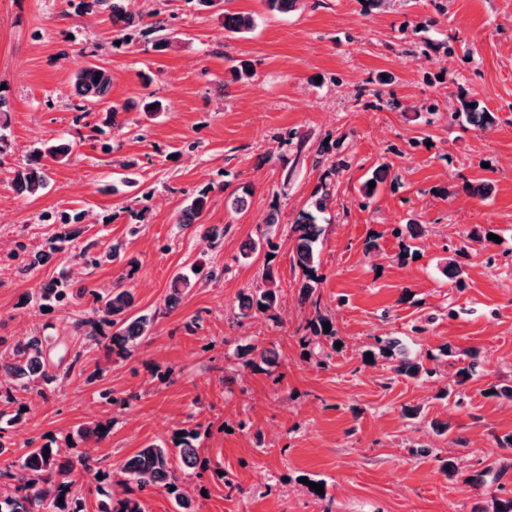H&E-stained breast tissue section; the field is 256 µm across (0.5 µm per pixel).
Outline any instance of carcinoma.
Here are the masks:
<instances>
[{
	"mask_svg": "<svg viewBox=\"0 0 512 512\" xmlns=\"http://www.w3.org/2000/svg\"><path fill=\"white\" fill-rule=\"evenodd\" d=\"M110 12L112 26L117 36L124 37L126 31L132 28L147 27L154 38L153 45L165 50L170 47L171 40L163 32V26L146 24L143 15L132 13L127 8L128 0H94ZM268 11L272 13H288L305 6V0H263ZM256 19L249 14L224 13V30L231 34H240L252 30ZM100 79H95V76ZM112 85L110 73L96 64H89L78 69L74 76L75 93L80 97L81 104L77 109L85 110L86 103L104 104ZM474 107H469V104ZM456 116L464 118L465 122L477 128H486L493 124L495 116L476 100H460ZM70 148L66 144H49L29 155L26 162L13 170L12 188L18 195L36 197L49 187V174L46 161L52 160L64 163L68 160ZM390 177L389 165L383 163L377 166L370 177L375 182L374 188L369 183L362 186L363 197H373L380 185ZM332 195L328 185L323 183L316 188L310 209L299 212L293 224L288 227V237L293 241V266L299 269L300 303L314 308L315 318L310 320L311 332L318 335H334V332L324 331V324L331 322L329 316L321 313L320 303L314 298L318 284L323 275L319 273L318 241L322 233L318 215L324 213L331 201ZM210 203L209 190L196 192L189 204L181 211L177 225L186 229L197 223ZM278 209L269 213L266 232L261 238L245 243L241 250L244 259L258 251L261 245L274 247L272 233L278 224ZM81 221L80 215H72L66 211L54 214L52 223L58 225V233L50 238L40 251H29L27 245L17 244V249L11 257L18 260L16 269L22 274H28L41 265L46 256L62 248V245L75 240L79 230L75 224ZM118 257L115 246L99 250L90 244L80 248L74 255L85 269L97 268ZM261 278L264 287L255 291L242 293L239 298L237 317L247 319L255 313L265 314L269 319H276L280 305L279 290L271 267H266ZM195 286V282L184 274L173 277L171 292L167 296L168 307L177 305L181 295ZM90 296L93 316L78 318L72 322L73 331L79 333L84 345L93 349H101L126 359L138 347L142 340L151 334L155 315L131 313L134 307V295L131 289L117 283L110 288H96L84 281L69 276H59L39 285L28 296V302L39 308H56L69 306L77 300ZM376 345L380 353L400 355L398 364L393 368L396 375L409 379L422 376L430 377L435 369L427 368L423 363L408 356L398 341L392 338H378ZM0 376L9 379L5 389V399L18 406L17 414H22V408L30 402L29 396L37 395L47 398V391L56 380L52 373V353L59 355V361H64L68 355H73L71 364H76L80 352H71L69 345L60 336H26L12 343L0 337ZM271 350L249 347L241 353L242 366L255 371L270 360ZM183 435L175 436L174 447L178 449L177 460H172V449L166 445L150 443L127 459L121 466L123 479L117 485L123 487L126 497L114 498L103 488L98 489L102 496L99 500L98 512H144L141 494L157 489H173L176 504L180 512H196L192 497L181 491L179 481L183 475H193L203 479L206 466L201 463V449L197 441L200 437L198 428H183ZM36 439L28 441L32 446L26 454L12 462L11 467L0 470V512H86L83 498L72 491L75 480L71 479L75 466H80L85 472L100 471V460L86 452L73 463L67 458L62 449L50 448L44 443L35 446ZM488 472L473 468L468 480L479 487L488 484L496 486L490 491V503L478 501L472 506L471 512H512V491L499 483V478L487 481Z\"/></svg>",
	"mask_w": 512,
	"mask_h": 512,
	"instance_id": "1",
	"label": "carcinoma"
}]
</instances>
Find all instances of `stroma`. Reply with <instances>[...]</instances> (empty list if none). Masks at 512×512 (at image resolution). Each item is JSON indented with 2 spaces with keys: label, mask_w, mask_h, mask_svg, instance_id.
I'll list each match as a JSON object with an SVG mask.
<instances>
[{
  "label": "stroma",
  "mask_w": 512,
  "mask_h": 512,
  "mask_svg": "<svg viewBox=\"0 0 512 512\" xmlns=\"http://www.w3.org/2000/svg\"><path fill=\"white\" fill-rule=\"evenodd\" d=\"M135 10L166 22L171 49L154 50L138 29L118 40L97 6L76 13L65 0H0V97L9 108L0 336L60 334L88 303L43 312L26 294L63 268L110 287L131 258L135 310L158 315L129 358L88 350L48 400L33 399L25 422L0 432L11 442L0 469L41 435L80 456L90 448L74 442L76 430L107 422L108 437L90 450L116 470L190 420L209 470L201 484H182L197 512H470L488 495L467 481L471 466L501 472L512 489V448L498 445L512 435V400L490 393L512 384V0H390L382 9L307 0L285 15L268 14L262 0L209 8L137 0ZM226 11L253 14L255 28L225 32ZM428 39L450 52L424 51ZM244 60L253 77L232 81L231 67ZM90 63L111 72L108 101L120 108L108 152L95 140L101 107L80 120L73 109V74ZM381 74L390 82L378 83ZM462 92L494 113L492 127L452 120ZM153 99L164 105L156 118L140 110ZM288 131L305 140L306 154L329 145L349 162L320 216L316 309L299 303L287 226L309 208L322 171L277 142ZM60 138L73 148L52 166L49 189L18 196L13 168ZM384 162L397 188L362 198V181ZM481 185L487 196L476 194ZM206 186L200 227L179 229L177 214ZM241 194L247 205L237 212L231 201ZM274 209L275 249L241 261L244 242L259 238ZM56 211L83 212L80 243L120 245L119 259L87 271L65 250L18 274L8 253L20 242L40 247L56 230L42 215ZM410 220L421 236L417 256L404 260L393 230ZM210 227L220 245L205 238ZM373 234L381 250L369 256ZM451 258L466 272L464 288L444 275ZM267 263L280 288L278 321L237 322L241 292L262 287ZM196 265L222 276L167 307L172 278ZM319 312L336 335L304 344ZM421 323L425 331L415 332ZM379 337L401 341L434 376L410 380L391 360H367ZM248 344L275 349L276 361L261 372L240 368L236 349ZM446 345L453 356L442 355ZM322 348L332 352L324 369L312 358ZM469 348L480 350V366L460 388L455 372ZM445 389L461 402L441 398ZM415 406L420 418L407 417ZM449 460L456 475L444 469ZM228 478L236 492L226 493ZM313 482L324 483V498L311 493Z\"/></svg>",
  "instance_id": "1"
}]
</instances>
